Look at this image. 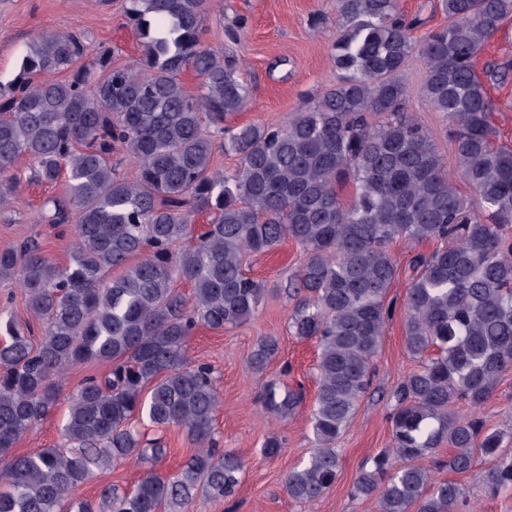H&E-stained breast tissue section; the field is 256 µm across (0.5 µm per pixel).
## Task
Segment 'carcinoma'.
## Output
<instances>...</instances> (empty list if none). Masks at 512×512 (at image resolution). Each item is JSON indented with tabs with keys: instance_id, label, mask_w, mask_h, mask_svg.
<instances>
[{
	"instance_id": "obj_1",
	"label": "carcinoma",
	"mask_w": 512,
	"mask_h": 512,
	"mask_svg": "<svg viewBox=\"0 0 512 512\" xmlns=\"http://www.w3.org/2000/svg\"><path fill=\"white\" fill-rule=\"evenodd\" d=\"M121 5L142 39L138 59L116 65L115 47L91 54L83 36L46 31L0 82V208L18 197L14 167L26 156L37 182L67 175L39 222L75 225L65 265L36 238L0 249V281L23 288L32 317L22 326L0 315V455L10 456L0 512H187L200 493L232 497L244 464L217 447L214 372L188 360L187 342L199 327L254 315L265 288L246 274V258L286 241L303 255L279 286L293 302L289 330L317 344L314 448L285 477L287 495L311 502L336 482V441L360 409L395 313L387 295L399 277L397 241L437 244L412 256L403 304L407 351L433 356L394 391L391 446L360 470L351 495L375 499L377 512H457L462 485L419 464L445 446L448 471L490 457L483 483L511 492L512 455L500 452L508 433L486 427L478 410L512 370V148L496 142L477 59L512 0H440L448 23L419 39L420 18L399 0H336V84L278 127L224 125L249 91L236 60L205 44V0ZM414 54L426 65L420 95L452 123L471 197L409 112L402 73ZM189 71L194 93L181 79ZM217 151L236 167L214 168ZM126 162L137 168L131 179ZM201 213L207 229L196 235ZM177 279L191 284L192 300ZM278 349L277 338L260 340L250 368L264 371ZM89 363L107 371L68 397L64 448L9 455L56 407L68 374ZM303 401V389L278 379L260 395L276 418ZM143 424L177 427L196 448L171 475L149 469L97 502L78 497L114 462L166 456Z\"/></svg>"
}]
</instances>
